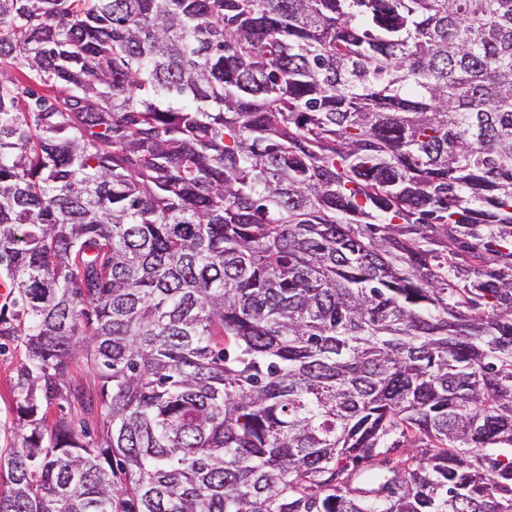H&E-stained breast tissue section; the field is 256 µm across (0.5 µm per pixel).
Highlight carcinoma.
I'll list each match as a JSON object with an SVG mask.
<instances>
[{
	"mask_svg": "<svg viewBox=\"0 0 512 512\" xmlns=\"http://www.w3.org/2000/svg\"><path fill=\"white\" fill-rule=\"evenodd\" d=\"M0 276V512H512V0H0ZM24 359L19 349H10L0 355V448H10L21 442L25 432L19 427L16 414L17 398L12 389L13 377ZM72 369L73 377L77 380H81L87 391V395L96 402L98 399L97 395L99 393L100 383L93 373H91L87 368L85 360L83 358H75L73 360Z\"/></svg>",
	"mask_w": 512,
	"mask_h": 512,
	"instance_id": "obj_1",
	"label": "carcinoma"
}]
</instances>
